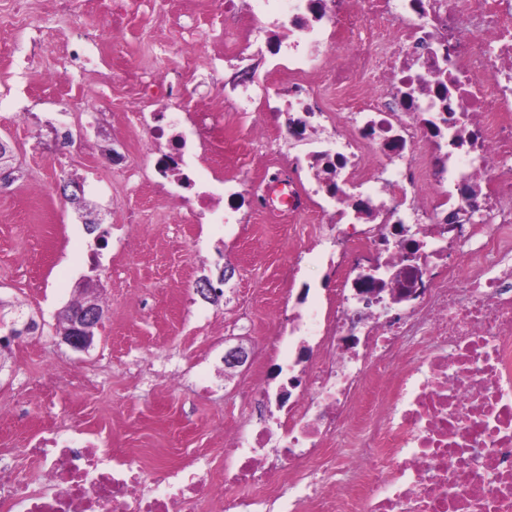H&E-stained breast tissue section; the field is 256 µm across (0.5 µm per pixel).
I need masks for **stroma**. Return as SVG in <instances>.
<instances>
[{
	"label": "stroma",
	"mask_w": 512,
	"mask_h": 512,
	"mask_svg": "<svg viewBox=\"0 0 512 512\" xmlns=\"http://www.w3.org/2000/svg\"><path fill=\"white\" fill-rule=\"evenodd\" d=\"M198 0H147L127 19L128 41L112 44V59L126 69L165 76L169 63L160 47L177 38L179 26L205 22ZM251 47L224 67L212 84L210 62L198 57L179 67L187 111L242 112L240 125L224 131V162L197 164L207 186L233 192L241 180L274 173L289 158L304 156L286 126L273 130L275 152L262 157L250 140L263 120L261 101L284 88L275 57L266 50L270 22L246 16ZM72 24L48 20L46 0H27L17 12L0 0V90L26 89L33 110L28 120L0 110V142L10 148L13 180L0 187V300L5 316L14 309L34 316L39 330L0 352V464L19 476L36 473L24 454L28 442L46 430L97 433L103 444L134 452L158 451L175 458L197 456L200 471L220 468L218 453L226 429L242 421V386L262 379L269 393L268 425L278 430L286 411L281 387L297 375L301 349H314L310 316H325L336 298L330 277V237L316 213L292 224H275L249 206L225 209V223H187L182 210L164 205L146 154L148 134L133 124L137 112L160 108L157 99L114 76L112 88L90 92L93 66L72 69L66 86L49 82L60 72L59 50ZM42 34L47 48L33 56L20 77L14 46ZM109 113L100 131L99 113ZM71 125L74 148L59 159L50 147L53 127ZM122 162L113 165V154ZM53 185L42 197L35 186ZM87 189L81 206L63 191ZM142 221L131 243L118 225L130 212ZM100 220L87 232L82 216ZM96 264H89L88 255ZM295 270L293 287L281 272ZM209 278L221 295L204 299L197 281ZM98 280L105 316L85 353L59 344L57 313L78 298L80 281ZM243 345L248 363L228 369L224 352ZM84 369L87 384L73 390L63 381L69 367ZM179 374L170 386L167 373Z\"/></svg>",
	"instance_id": "obj_1"
}]
</instances>
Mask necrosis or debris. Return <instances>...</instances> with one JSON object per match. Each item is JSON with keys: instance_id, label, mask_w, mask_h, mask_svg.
I'll list each match as a JSON object with an SVG mask.
<instances>
[{"instance_id": "necrosis-or-debris-1", "label": "necrosis or debris", "mask_w": 512, "mask_h": 512, "mask_svg": "<svg viewBox=\"0 0 512 512\" xmlns=\"http://www.w3.org/2000/svg\"><path fill=\"white\" fill-rule=\"evenodd\" d=\"M243 0H209L166 54L243 52ZM288 36L281 99L338 253L336 303L300 395L272 432L265 389L224 436L219 477L51 432L26 450L37 477L0 473V512H512V0H253ZM347 44L350 60L329 52ZM319 73L351 103L332 114ZM163 200L213 213L183 153L154 162ZM239 182L234 197L283 223L307 212ZM462 255V265L448 261ZM276 448L270 463L265 448Z\"/></svg>"}]
</instances>
